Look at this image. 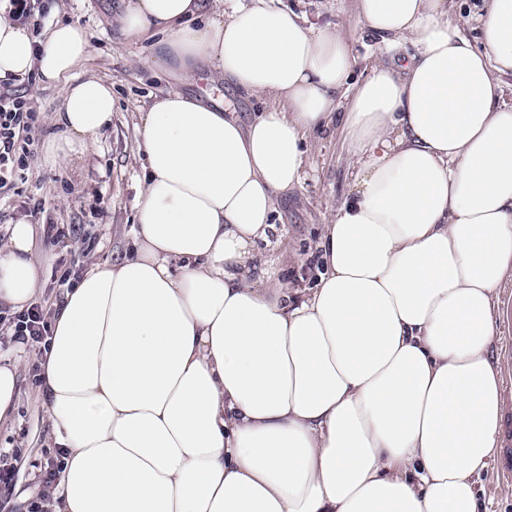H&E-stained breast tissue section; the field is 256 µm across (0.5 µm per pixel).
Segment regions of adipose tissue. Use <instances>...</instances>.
I'll use <instances>...</instances> for the list:
<instances>
[{
	"mask_svg": "<svg viewBox=\"0 0 512 512\" xmlns=\"http://www.w3.org/2000/svg\"><path fill=\"white\" fill-rule=\"evenodd\" d=\"M218 2L117 16L127 38L157 34L151 68L204 67L277 103L243 123L175 92L144 113L134 249L66 293L39 353L60 512H481L512 275V0H484L475 42L449 0H355L364 28L414 51L353 86L339 27ZM95 50L79 24L35 36L0 11V79L35 70L60 90L50 167L112 121L111 84L76 74ZM338 111L355 189L322 226V273L301 294L251 281ZM39 279L37 229L12 224L0 302L24 309Z\"/></svg>",
	"mask_w": 512,
	"mask_h": 512,
	"instance_id": "adipose-tissue-1",
	"label": "adipose tissue"
}]
</instances>
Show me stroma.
<instances>
[{
  "instance_id": "obj_1",
  "label": "stroma",
  "mask_w": 512,
  "mask_h": 512,
  "mask_svg": "<svg viewBox=\"0 0 512 512\" xmlns=\"http://www.w3.org/2000/svg\"><path fill=\"white\" fill-rule=\"evenodd\" d=\"M276 7H289L315 25H339L357 58L353 81L364 79L371 67L387 61L379 39L361 26L353 0H265ZM35 16L44 25L57 21L79 22L98 50L77 69L112 85L115 107L111 125L100 135L95 154L68 166L50 168L43 163V145L56 126L53 117L61 106L58 88L27 75L0 79V91L11 88L30 99L39 114L33 151L26 159L25 178L0 188V241L18 220L44 226L55 224L57 239L40 236L38 257L41 284L34 303L45 315L64 297L69 285L77 284L91 263H109L121 258L132 240L143 159L138 152V126L150 95L181 91L209 95L227 111L249 121L254 112L273 104V97L254 98L231 84L215 85L193 78L184 81L167 72H152L143 65L155 41L147 34L127 39L114 23L122 0H30ZM307 176L301 187L280 199L276 222L284 226L282 241L258 242L248 264L260 275L273 257L283 259L281 278L299 288L312 286L319 267L313 257L321 226L331 211L349 193L354 171L343 147L339 122L309 139ZM41 212H34L35 203ZM37 348L17 346L13 337L0 332V357L19 367L17 408L13 419L0 425V459L25 450L27 468L16 469L8 495L9 512H31V504L46 487L43 474L55 457L48 446L52 425L38 397ZM485 512H512V480L489 466L478 480Z\"/></svg>"
}]
</instances>
